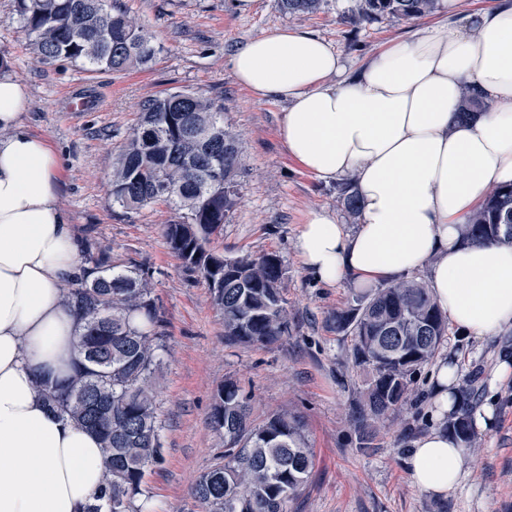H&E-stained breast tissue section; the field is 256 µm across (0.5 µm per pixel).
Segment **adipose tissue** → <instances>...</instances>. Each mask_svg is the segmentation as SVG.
<instances>
[{"label": "adipose tissue", "instance_id": "ef3b65f1", "mask_svg": "<svg viewBox=\"0 0 512 512\" xmlns=\"http://www.w3.org/2000/svg\"><path fill=\"white\" fill-rule=\"evenodd\" d=\"M230 63L257 99L286 103L288 154L322 181L352 179L360 198L354 231L324 210L301 224L295 247L315 281L369 287L420 271L464 337L512 328V245L463 238L488 191L512 184V0L420 27L353 71L297 28L238 46ZM466 85L485 107L463 121ZM29 101L24 82L0 69V512H85L104 482L100 442L35 384L66 377L76 357L61 290L81 239L59 202L55 152L22 123ZM458 379L456 361H438L435 421L457 410ZM463 464L462 446L438 428L406 457L432 495L454 491Z\"/></svg>", "mask_w": 512, "mask_h": 512}]
</instances>
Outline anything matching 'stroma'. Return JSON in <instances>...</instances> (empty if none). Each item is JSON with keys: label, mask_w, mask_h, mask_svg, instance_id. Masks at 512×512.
<instances>
[{"label": "stroma", "mask_w": 512, "mask_h": 512, "mask_svg": "<svg viewBox=\"0 0 512 512\" xmlns=\"http://www.w3.org/2000/svg\"><path fill=\"white\" fill-rule=\"evenodd\" d=\"M116 4L146 25L159 47L144 68L89 72L66 62L42 64L30 49L14 0H0V50L30 91L26 127L45 138L59 158L60 205L79 235H94L111 247L113 259L154 272V294L167 317V350L156 379L164 460L145 478L154 512H201L190 488L224 450L209 412L214 393L228 379L252 394L254 424L280 410L304 421L314 467L287 512H512V378L492 381L499 351L512 354V328L482 340H466L452 330L438 350L439 356L457 358L461 384H474L472 408L488 401L497 407L496 425L475 431L454 493L435 497L422 491L405 464L407 449L433 427V364L422 367L413 394L379 424L372 448L359 451L354 411L366 376L352 366L351 337L336 334L329 321L351 303L355 285L316 282L295 248L310 211L331 212L348 231L357 219L337 203L335 185L317 179L288 154L278 134L286 103L257 100L236 82L230 64L239 44L289 27L327 41L356 68L422 24L446 20L447 8L423 19L386 17L358 25L353 17L361 0H323L318 12L301 17L288 16L278 0ZM181 89L224 100V123L238 137L241 166L237 204L211 247L231 257H281L289 327L278 345L225 343L224 318L207 284L183 271L162 236L163 224L174 218L168 205L128 212L112 202V162L138 123L142 102ZM75 93L98 101L97 110L70 111Z\"/></svg>", "instance_id": "obj_1"}]
</instances>
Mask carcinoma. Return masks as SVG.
I'll return each instance as SVG.
<instances>
[{
  "label": "carcinoma",
  "instance_id": "obj_1",
  "mask_svg": "<svg viewBox=\"0 0 512 512\" xmlns=\"http://www.w3.org/2000/svg\"><path fill=\"white\" fill-rule=\"evenodd\" d=\"M439 0H363L357 22L409 19L436 11ZM26 35L43 64H79L87 71L121 72L149 64L158 48L153 35L112 0H14ZM321 0H280L290 16L316 12ZM240 164L235 136L224 128L218 97L178 90L148 98L138 124L112 163V201L136 212L157 201L177 220L163 225L170 251L184 271L200 275L224 317V341L269 346L288 335L282 293L283 262L273 253L236 257L233 266L210 248L236 204ZM337 201L359 210L349 182L336 186ZM465 238L512 244V185L489 190L469 217ZM82 273L64 289V302L80 322L73 376L38 382L46 400L101 440L107 483L88 512H144V478L163 461L161 403L153 386L165 352V312L153 295L148 267L112 260L110 248L82 242ZM141 322H134V318ZM330 323L353 337L351 356L368 372L364 402L354 412L359 449L371 448L381 421L412 392L421 368L448 334V317L428 286L403 279L361 289ZM474 389L447 429L473 442L468 410ZM251 396L233 380L217 389L209 415L224 437L220 461L203 472L191 492L203 512H287L313 468L301 418L270 414L255 426Z\"/></svg>",
  "mask_w": 512,
  "mask_h": 512
}]
</instances>
